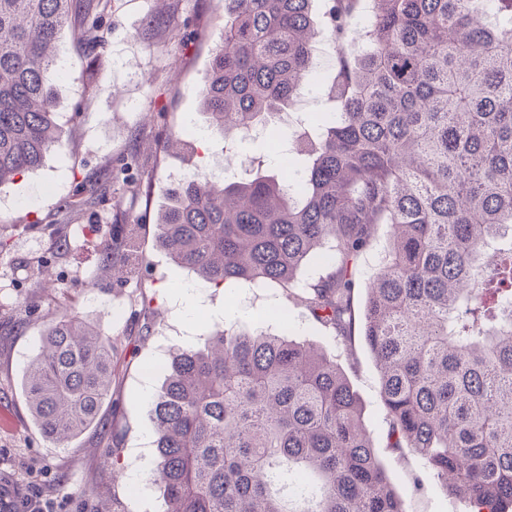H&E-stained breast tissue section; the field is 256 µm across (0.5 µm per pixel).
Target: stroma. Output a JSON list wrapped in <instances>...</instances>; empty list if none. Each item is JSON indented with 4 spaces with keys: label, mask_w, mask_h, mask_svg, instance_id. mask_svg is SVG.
Listing matches in <instances>:
<instances>
[{
    "label": "stroma",
    "mask_w": 512,
    "mask_h": 512,
    "mask_svg": "<svg viewBox=\"0 0 512 512\" xmlns=\"http://www.w3.org/2000/svg\"><path fill=\"white\" fill-rule=\"evenodd\" d=\"M157 17L165 30L148 33V20ZM223 26L224 0H112L101 25L104 63L95 73L68 34L59 38L65 67L49 70L48 80L63 149L0 186V236L8 240L0 253V486L8 500L38 495L55 512H164L149 481L150 397L164 382L172 349L199 344L208 327L231 320L241 329L261 323L287 332L336 360L405 512H467L418 456L388 448L379 371L361 339L336 338L280 285L198 286L159 247L157 218L171 172L233 181L246 177L244 162L253 157H264L266 172L276 167L260 132L236 141L238 160L225 164L224 135L209 128L202 111V80ZM172 134L185 137L181 156L162 150ZM89 180L105 188V201L70 210ZM118 211L131 225L134 247L125 277L103 279L100 242L111 236ZM59 224L66 227L63 249L54 234ZM37 264L48 268L54 287L30 279ZM186 287L195 290L191 315L181 296ZM64 311L111 336L114 371L99 425L61 447L34 424L19 379L43 326ZM415 474L424 488L411 495Z\"/></svg>",
    "instance_id": "stroma-1"
}]
</instances>
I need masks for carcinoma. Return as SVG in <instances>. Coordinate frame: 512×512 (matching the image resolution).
Wrapping results in <instances>:
<instances>
[{"label": "carcinoma", "mask_w": 512, "mask_h": 512, "mask_svg": "<svg viewBox=\"0 0 512 512\" xmlns=\"http://www.w3.org/2000/svg\"><path fill=\"white\" fill-rule=\"evenodd\" d=\"M108 0H0V186L61 148L47 73L67 26L98 49ZM224 0L200 90L208 125L249 137L307 88L317 44L335 53L334 111L274 127L294 143L275 174L170 190L159 245L214 287L300 285L311 317L359 335L380 372L388 447L407 448L476 512L512 503V0ZM389 255L354 305L374 227ZM125 238L104 266L121 274ZM112 342L49 321L21 385L65 444L99 421ZM164 512H405L336 361L262 330L218 328L170 355L150 402Z\"/></svg>", "instance_id": "1"}]
</instances>
